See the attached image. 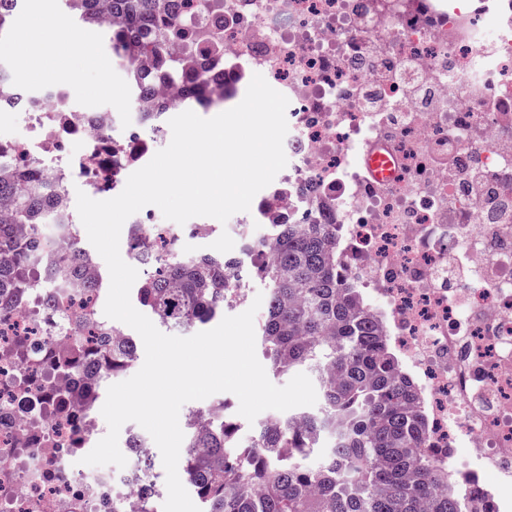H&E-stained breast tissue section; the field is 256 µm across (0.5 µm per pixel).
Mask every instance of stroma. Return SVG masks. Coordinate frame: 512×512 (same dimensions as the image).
Listing matches in <instances>:
<instances>
[{
	"mask_svg": "<svg viewBox=\"0 0 512 512\" xmlns=\"http://www.w3.org/2000/svg\"><path fill=\"white\" fill-rule=\"evenodd\" d=\"M45 12L61 23L69 15L62 0H23L11 27L0 36V67L5 68L13 84L23 95H44L48 89L64 88L71 92L74 104L92 112L112 108L115 116L114 135L123 138L138 123L139 117L129 98L126 73L109 47L107 31L72 39L62 58L44 55L28 68H21L9 50L16 33L32 27L38 13ZM253 212H239L227 223L211 220L212 232L206 237L194 236V221L175 226L180 238L181 254L186 258L222 254L228 257L244 254L248 244L261 238L264 225L254 223Z\"/></svg>",
	"mask_w": 512,
	"mask_h": 512,
	"instance_id": "1",
	"label": "stroma"
}]
</instances>
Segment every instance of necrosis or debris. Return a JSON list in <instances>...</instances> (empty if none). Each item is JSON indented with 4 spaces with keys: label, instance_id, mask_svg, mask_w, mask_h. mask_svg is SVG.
Listing matches in <instances>:
<instances>
[{
    "label": "necrosis or debris",
    "instance_id": "1",
    "mask_svg": "<svg viewBox=\"0 0 512 512\" xmlns=\"http://www.w3.org/2000/svg\"><path fill=\"white\" fill-rule=\"evenodd\" d=\"M167 2L159 25L224 45L207 96L259 73L289 101L291 163L258 223L340 225L345 278L389 330L467 512H512V0ZM112 124L42 104L0 159L36 165L51 195L95 187L112 179ZM375 141L399 159L393 182L354 161ZM98 306L70 283L0 296V512H112L127 489L106 468L73 472L102 404L53 363L102 329Z\"/></svg>",
    "mask_w": 512,
    "mask_h": 512
}]
</instances>
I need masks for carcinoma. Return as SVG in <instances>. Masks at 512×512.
I'll return each instance as SVG.
<instances>
[{
  "mask_svg": "<svg viewBox=\"0 0 512 512\" xmlns=\"http://www.w3.org/2000/svg\"><path fill=\"white\" fill-rule=\"evenodd\" d=\"M22 0H0V33L12 22ZM99 0H65L81 29L101 30L94 22ZM118 19L110 30V47L124 66L132 103L148 96L161 79H179L183 63L164 51L173 37L188 50H203L209 68L188 81L181 105L209 103L190 87L206 83L227 66L222 46L204 30L157 29L154 14L164 0H109ZM150 55L147 72L138 64ZM23 97L0 70V103ZM168 107L140 113L152 132L162 129ZM0 163V289L17 294L33 283L31 268L37 235L56 223L62 196L45 198L35 171L25 174ZM30 224L34 236L17 232ZM268 255L244 271L230 257L202 255L185 259L175 250L159 256L137 253L147 275L137 288L138 302L161 324L195 327L209 322L224 307L245 295L244 275L267 289L258 343L275 374L309 373L318 383L321 405L286 418H266L249 438L230 419L226 404L189 412L180 456L186 479L201 512H464L465 488L446 464L448 449L427 447L426 412L383 324L370 311L362 289L348 283L339 264L341 236L337 224H268L254 243ZM97 263L94 252L71 233L60 240L49 262L50 278L67 282L84 265ZM79 372L98 357L112 361V373L131 368L138 346L131 336L100 338L94 352L79 351ZM324 454L312 467L306 460ZM154 460L147 457L144 487L130 500L112 497V512H158Z\"/></svg>",
  "mask_w": 512,
  "mask_h": 512,
  "instance_id": "1",
  "label": "carcinoma"
}]
</instances>
